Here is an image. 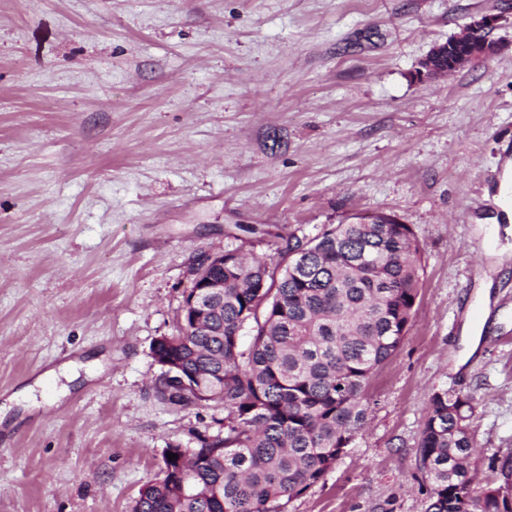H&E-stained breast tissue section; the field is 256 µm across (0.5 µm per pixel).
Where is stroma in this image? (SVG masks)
I'll use <instances>...</instances> for the list:
<instances>
[{
  "label": "stroma",
  "mask_w": 512,
  "mask_h": 512,
  "mask_svg": "<svg viewBox=\"0 0 512 512\" xmlns=\"http://www.w3.org/2000/svg\"><path fill=\"white\" fill-rule=\"evenodd\" d=\"M500 15L493 54L420 80ZM512 0H0V512H132L222 408L155 395L196 259L386 214L422 266L364 428L283 512H425L428 399L475 392L480 482L512 450ZM490 302H482V288ZM481 342L465 365V323ZM70 364L65 384L50 370ZM35 386L27 396V386ZM499 17L488 15L479 21H474L466 26L459 36L448 42L436 45L422 63L427 75H442L453 72L472 58L485 55L489 52V44L486 42V34L496 27ZM448 66L440 67L439 61L446 58Z\"/></svg>",
  "instance_id": "1"
}]
</instances>
